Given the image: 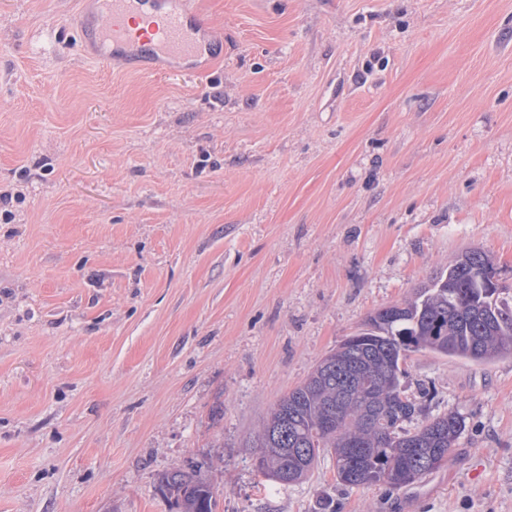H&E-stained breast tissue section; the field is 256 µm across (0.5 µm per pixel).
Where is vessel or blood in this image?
<instances>
[{
    "label": "vessel or blood",
    "instance_id": "b4317fda",
    "mask_svg": "<svg viewBox=\"0 0 512 512\" xmlns=\"http://www.w3.org/2000/svg\"><path fill=\"white\" fill-rule=\"evenodd\" d=\"M77 32L97 56L138 68L162 62L181 70L223 52L222 38L190 0H93Z\"/></svg>",
    "mask_w": 512,
    "mask_h": 512
}]
</instances>
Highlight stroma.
I'll use <instances>...</instances> for the list:
<instances>
[{
  "label": "stroma",
  "mask_w": 512,
  "mask_h": 512,
  "mask_svg": "<svg viewBox=\"0 0 512 512\" xmlns=\"http://www.w3.org/2000/svg\"><path fill=\"white\" fill-rule=\"evenodd\" d=\"M200 74L77 44L84 0H0V512H512V356L410 353L458 448L419 482L256 469L271 408L462 251L512 289V0H195ZM157 489L172 512H218L217 494L198 466H181L162 473Z\"/></svg>",
  "instance_id": "obj_1"
}]
</instances>
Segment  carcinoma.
<instances>
[{"instance_id": "1", "label": "carcinoma", "mask_w": 512, "mask_h": 512, "mask_svg": "<svg viewBox=\"0 0 512 512\" xmlns=\"http://www.w3.org/2000/svg\"><path fill=\"white\" fill-rule=\"evenodd\" d=\"M492 258L479 248L456 256L413 298L371 315L355 341L323 357L271 410L256 448L258 472L281 484L305 478L319 455L336 456L347 488L414 483L457 448L464 417L450 411L407 430L418 412L402 379L408 353L490 363L512 355V305ZM157 489L171 512H217L212 483L195 466L162 473Z\"/></svg>"}]
</instances>
